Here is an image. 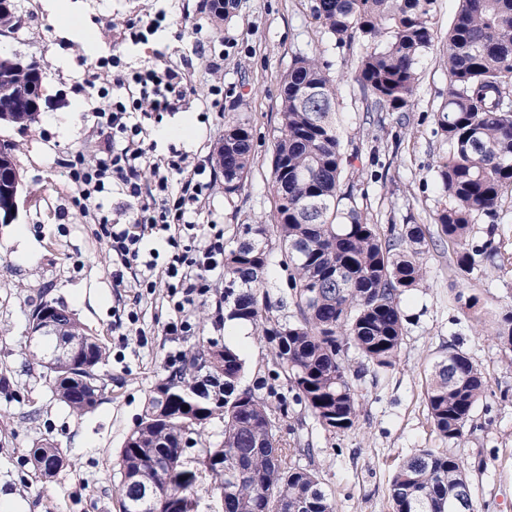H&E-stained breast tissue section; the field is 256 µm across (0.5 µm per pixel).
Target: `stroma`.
Instances as JSON below:
<instances>
[{
    "label": "stroma",
    "instance_id": "35a3bbf8",
    "mask_svg": "<svg viewBox=\"0 0 512 512\" xmlns=\"http://www.w3.org/2000/svg\"><path fill=\"white\" fill-rule=\"evenodd\" d=\"M14 3L20 26L0 36V51L42 61L46 103L31 127L0 125V143L15 145L24 178L17 218L0 224V500L12 512H122L119 451L150 390L176 368L170 353L185 351L202 337L228 343L232 335L217 319L223 275L211 276L207 292L177 311L165 282L151 292L137 287L142 267L123 268L93 215L72 203L74 186L61 160L80 153L92 162L104 146L95 114L110 84L99 61L117 55L135 72L162 52L169 65L188 75L195 96L187 110L134 116L156 140L155 158L174 149L192 162L213 153L231 117L252 128L254 159L243 188L225 193L222 174H215L197 217L201 224L212 219L225 226L273 223L270 160L282 77L295 56L320 53L336 81L342 150L358 156L371 222L426 225L441 198L434 177L442 150L435 115L448 88L444 41L459 0H436L435 39L419 66L415 105L408 112L385 113L380 127L367 121L353 78L358 49L339 48L327 39L313 15L314 0H237L218 31L202 0H77L70 37L60 32L42 0ZM160 11L167 25L148 42L121 41L125 24ZM86 28L94 37L91 53L80 37ZM58 54L66 56L67 67L56 65ZM214 85L221 95H209ZM78 102L81 112L72 113ZM500 217L498 266L460 275L449 270L439 251L426 250L424 279L403 301L409 323L395 366L353 381L361 403L354 428L327 431L297 408L295 432L315 448L338 512H392L390 475L423 449L459 458L480 512H512V352L492 338L496 316L512 310L511 202ZM118 272L124 277L120 286L114 281ZM458 292L485 301L482 322L470 321L451 305ZM43 300L63 304L108 347L99 368L107 389L90 412H70L56 400L48 374L34 361L42 348L30 341L28 322ZM179 316L190 322L192 335H167L166 324ZM451 344L469 353L489 379L486 399L456 441L437 435L425 400L427 368ZM44 439L68 461L48 481L25 460L27 448Z\"/></svg>",
    "mask_w": 512,
    "mask_h": 512
}]
</instances>
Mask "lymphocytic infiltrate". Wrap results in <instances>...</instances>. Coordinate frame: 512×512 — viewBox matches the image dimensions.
<instances>
[{
	"label": "lymphocytic infiltrate",
	"mask_w": 512,
	"mask_h": 512,
	"mask_svg": "<svg viewBox=\"0 0 512 512\" xmlns=\"http://www.w3.org/2000/svg\"><path fill=\"white\" fill-rule=\"evenodd\" d=\"M112 87L115 96L96 114L97 125L108 141L103 157L92 165L79 155L65 162L76 188L73 202L87 210L113 186L139 202L132 224L100 216L102 237L123 264L140 263L158 279L175 281L183 302L191 303L206 292L209 274L224 267L223 230L209 233L190 220L201 212L210 187L204 177L209 161L201 158L191 164L185 155L175 152L163 164L152 163L141 127L130 124L129 119L137 112L178 111L186 106L193 90L182 73L160 61L132 75L113 70ZM150 236L174 246L165 265L144 259L143 242Z\"/></svg>",
	"instance_id": "lymphocytic-infiltrate-1"
}]
</instances>
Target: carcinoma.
I'll use <instances>...</instances> for the list:
<instances>
[{
	"label": "carcinoma",
	"instance_id": "carcinoma-1",
	"mask_svg": "<svg viewBox=\"0 0 512 512\" xmlns=\"http://www.w3.org/2000/svg\"><path fill=\"white\" fill-rule=\"evenodd\" d=\"M448 30L446 98L436 115L444 150L434 167L444 198L433 212L437 234L421 224H373L366 193L354 184L358 156L342 152L336 127V88L321 56L294 58L283 78L280 121L271 154L275 223L230 224L224 246V320L254 325L272 347L273 361L251 387L240 386L246 361L233 346L208 340L194 344L181 364L148 395L143 416L119 452L122 512H190L184 504L198 484L184 477L183 448L209 419L224 421L223 439L202 442L201 455L215 458L208 476L223 496L221 512H336L323 488L310 444L285 438L290 403L301 405L328 430L345 432L359 417L360 402L350 382L357 371L375 374L393 368L407 315L402 301L424 278L422 246L442 239L456 246L454 268L470 274L500 257L499 210L512 192V0H460ZM435 0H315L313 11L336 46L359 45L354 74L366 109L408 112L418 67L434 41ZM220 25L233 0H204ZM19 24L13 2L0 9V34ZM42 65L31 59L0 57V122L29 127L41 104L35 91ZM253 136L239 120L224 127L216 166L224 192H238L253 161ZM15 146L0 145V213L10 205L6 175L21 179ZM488 220L475 239L474 225ZM288 271V293L271 295L270 266ZM470 320L481 322L478 296H454ZM293 308L292 317L280 312ZM57 309L59 335L77 349L67 356L41 358L52 373L51 391L70 410L96 407L104 383L98 372L106 358L100 339H91L79 319L54 302L32 313ZM494 339L512 351V311L501 314ZM488 390V379L465 352L450 345L432 365L426 402L443 439L460 438ZM188 410H183V407ZM40 476L41 464L63 457L43 440L27 449ZM309 460L301 466L294 457ZM164 477L154 498L127 478L141 469L147 481ZM240 469L238 481L224 486V469ZM468 488L463 512H478L473 486L461 461L448 451L422 450L392 473L389 494L394 512H448V502Z\"/></svg>",
	"mask_w": 512,
	"mask_h": 512
}]
</instances>
